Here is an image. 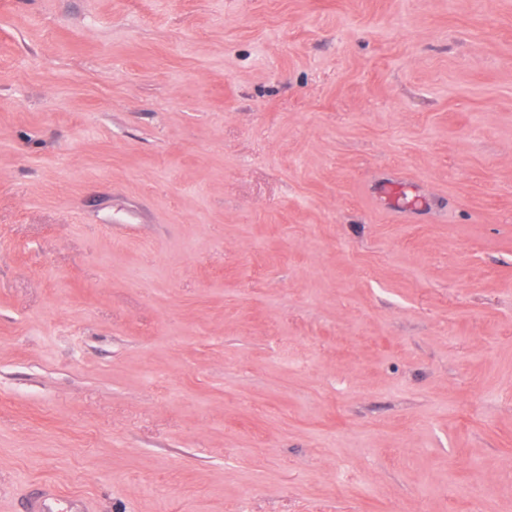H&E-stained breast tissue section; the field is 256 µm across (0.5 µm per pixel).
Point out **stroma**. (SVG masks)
Here are the masks:
<instances>
[{
	"label": "stroma",
	"instance_id": "35a3bbf8",
	"mask_svg": "<svg viewBox=\"0 0 512 512\" xmlns=\"http://www.w3.org/2000/svg\"><path fill=\"white\" fill-rule=\"evenodd\" d=\"M512 512V0H0V512ZM65 502L66 511L59 508L60 504ZM77 499H52L44 496L41 490L32 492L28 498L27 510L29 512H79Z\"/></svg>",
	"mask_w": 512,
	"mask_h": 512
}]
</instances>
